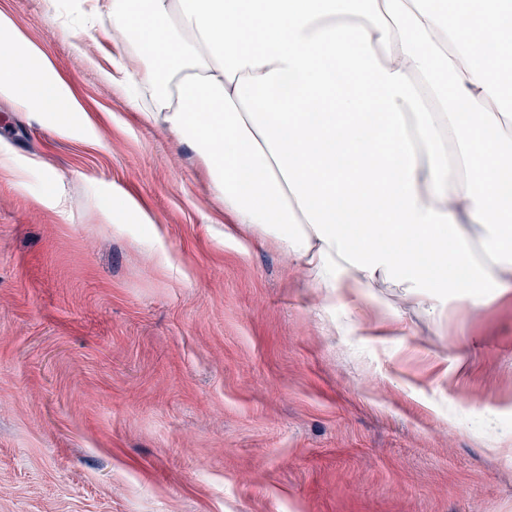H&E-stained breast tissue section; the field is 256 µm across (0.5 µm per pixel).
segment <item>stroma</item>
<instances>
[{
  "instance_id": "obj_1",
  "label": "stroma",
  "mask_w": 512,
  "mask_h": 512,
  "mask_svg": "<svg viewBox=\"0 0 512 512\" xmlns=\"http://www.w3.org/2000/svg\"><path fill=\"white\" fill-rule=\"evenodd\" d=\"M0 10L88 117L0 100V512H512V289H439L435 320L370 288L328 320L101 80L111 14ZM116 193L148 223H105Z\"/></svg>"
}]
</instances>
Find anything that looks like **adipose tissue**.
<instances>
[{
    "mask_svg": "<svg viewBox=\"0 0 512 512\" xmlns=\"http://www.w3.org/2000/svg\"><path fill=\"white\" fill-rule=\"evenodd\" d=\"M112 12L103 71L192 146L232 228L274 240L337 297L401 304L470 270L473 305L512 288V0H60ZM0 99L69 130L83 107L0 11Z\"/></svg>",
    "mask_w": 512,
    "mask_h": 512,
    "instance_id": "obj_1",
    "label": "adipose tissue"
}]
</instances>
